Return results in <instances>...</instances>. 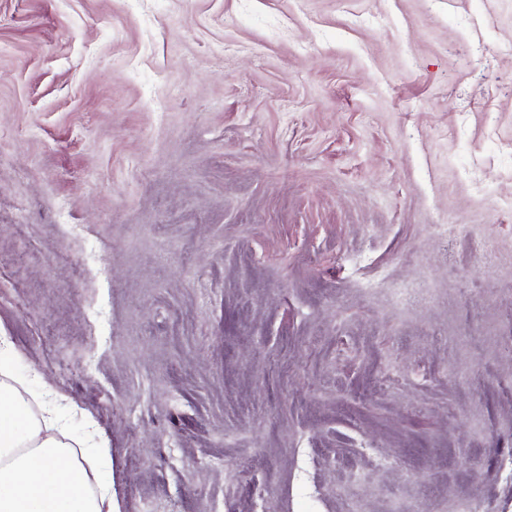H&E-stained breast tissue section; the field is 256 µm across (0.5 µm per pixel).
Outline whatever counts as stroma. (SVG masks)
<instances>
[{"label":"stroma","instance_id":"obj_1","mask_svg":"<svg viewBox=\"0 0 512 512\" xmlns=\"http://www.w3.org/2000/svg\"><path fill=\"white\" fill-rule=\"evenodd\" d=\"M0 330L116 512H512V0H0Z\"/></svg>","mask_w":512,"mask_h":512}]
</instances>
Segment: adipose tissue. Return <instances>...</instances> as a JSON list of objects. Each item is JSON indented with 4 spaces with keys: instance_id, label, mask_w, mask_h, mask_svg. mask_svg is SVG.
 Wrapping results in <instances>:
<instances>
[{
    "instance_id": "obj_1",
    "label": "adipose tissue",
    "mask_w": 512,
    "mask_h": 512,
    "mask_svg": "<svg viewBox=\"0 0 512 512\" xmlns=\"http://www.w3.org/2000/svg\"><path fill=\"white\" fill-rule=\"evenodd\" d=\"M10 344L0 336V512H114L112 489L91 482L84 460L108 453L98 439L75 457L52 436V412L35 415L24 381L12 370Z\"/></svg>"
}]
</instances>
